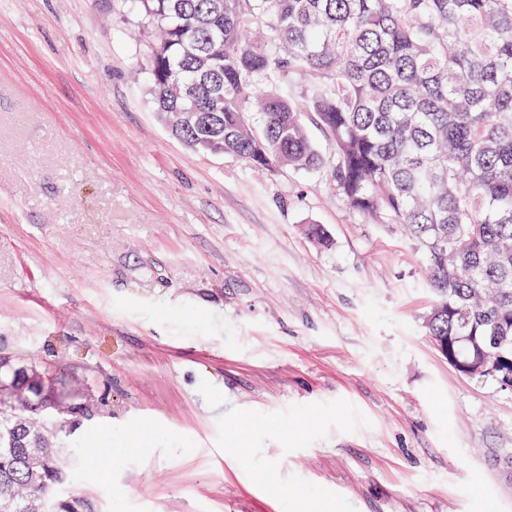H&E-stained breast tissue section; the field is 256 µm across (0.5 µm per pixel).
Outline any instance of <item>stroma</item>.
<instances>
[{"instance_id":"35a3bbf8","label":"stroma","mask_w":512,"mask_h":512,"mask_svg":"<svg viewBox=\"0 0 512 512\" xmlns=\"http://www.w3.org/2000/svg\"><path fill=\"white\" fill-rule=\"evenodd\" d=\"M151 51L136 0H0V356L88 378L98 406L63 493L512 512V391L425 335L422 251L347 207L316 123L312 172L186 147L150 101Z\"/></svg>"}]
</instances>
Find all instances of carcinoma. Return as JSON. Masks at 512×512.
<instances>
[{
  "mask_svg": "<svg viewBox=\"0 0 512 512\" xmlns=\"http://www.w3.org/2000/svg\"><path fill=\"white\" fill-rule=\"evenodd\" d=\"M160 29L148 93L196 152L316 170L328 135L348 207L402 225L437 301L424 328L512 388V0H140ZM292 77L302 101L279 92ZM0 512H95L56 495L73 422L94 404L46 367L0 358Z\"/></svg>",
  "mask_w": 512,
  "mask_h": 512,
  "instance_id": "obj_1",
  "label": "carcinoma"
}]
</instances>
